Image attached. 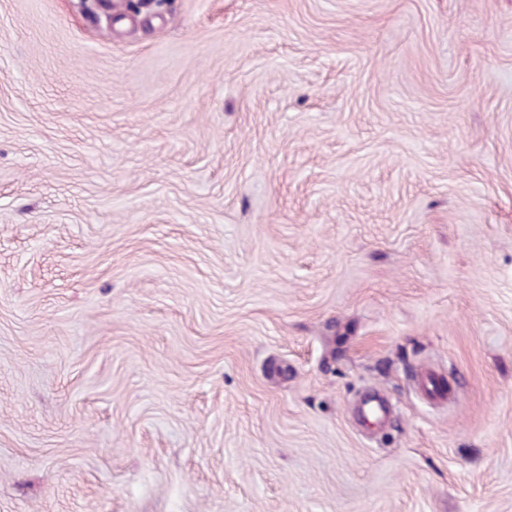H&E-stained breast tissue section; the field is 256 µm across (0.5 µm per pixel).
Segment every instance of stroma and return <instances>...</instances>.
Returning <instances> with one entry per match:
<instances>
[{
    "instance_id": "35a3bbf8",
    "label": "stroma",
    "mask_w": 512,
    "mask_h": 512,
    "mask_svg": "<svg viewBox=\"0 0 512 512\" xmlns=\"http://www.w3.org/2000/svg\"><path fill=\"white\" fill-rule=\"evenodd\" d=\"M0 512H512V0H0Z\"/></svg>"
}]
</instances>
